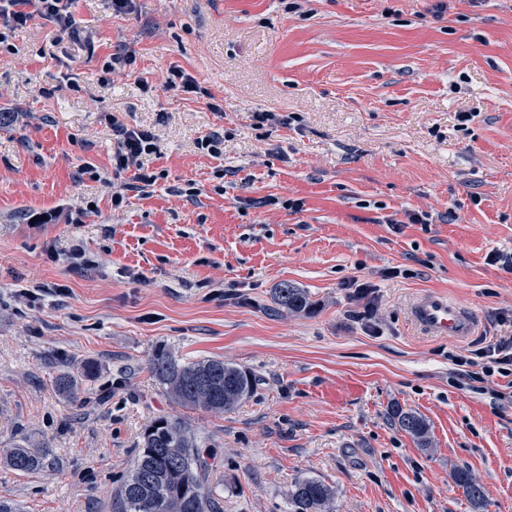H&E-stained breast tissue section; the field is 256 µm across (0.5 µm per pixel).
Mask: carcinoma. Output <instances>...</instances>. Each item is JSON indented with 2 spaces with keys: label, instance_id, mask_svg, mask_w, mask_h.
Segmentation results:
<instances>
[{
  "label": "carcinoma",
  "instance_id": "obj_1",
  "mask_svg": "<svg viewBox=\"0 0 512 512\" xmlns=\"http://www.w3.org/2000/svg\"><path fill=\"white\" fill-rule=\"evenodd\" d=\"M274 300L290 313L310 309L307 294L288 283L274 291ZM150 370L177 405L222 414L250 398L256 386L253 374L220 359L181 363L163 349L154 352ZM399 428L421 447L428 446V426L411 410L392 409ZM16 472L30 474L52 464L49 448H6L0 456ZM209 454L180 416L155 420L143 433V445L127 473L112 491V512H214L216 508L206 474ZM455 483L477 509L483 507L481 485L467 469L453 474ZM332 489L317 479H302L289 494V512H329Z\"/></svg>",
  "mask_w": 512,
  "mask_h": 512
}]
</instances>
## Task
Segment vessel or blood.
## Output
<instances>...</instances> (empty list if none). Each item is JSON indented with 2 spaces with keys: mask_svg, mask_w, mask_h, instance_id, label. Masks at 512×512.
Listing matches in <instances>:
<instances>
[{
  "mask_svg": "<svg viewBox=\"0 0 512 512\" xmlns=\"http://www.w3.org/2000/svg\"><path fill=\"white\" fill-rule=\"evenodd\" d=\"M411 315L415 325L432 336L463 341L477 330L473 313L438 291L426 292L417 299Z\"/></svg>",
  "mask_w": 512,
  "mask_h": 512,
  "instance_id": "b4317fda",
  "label": "vessel or blood"
}]
</instances>
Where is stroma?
<instances>
[{"mask_svg": "<svg viewBox=\"0 0 512 512\" xmlns=\"http://www.w3.org/2000/svg\"><path fill=\"white\" fill-rule=\"evenodd\" d=\"M10 42L0 448L56 462L0 464V498L111 512L145 428L179 415L213 454L219 512H288L304 478L333 488V512H512V404L460 375L448 354L462 343L408 317L444 292L477 314L479 344L512 315V274L488 260L512 252V0H79L71 35L35 21ZM124 45L135 64L102 81ZM175 66L199 92L162 89ZM106 109L153 132L148 191L113 177ZM214 131L216 156L196 145ZM78 246L96 266L72 267ZM283 283L307 313L275 304ZM158 349L258 384L224 414L178 407L149 371ZM84 362L77 398L62 396L57 378ZM397 405L426 421L429 447L394 423ZM274 300L281 308L289 313L302 314L310 309V302L307 294L302 288H296L288 283L275 288ZM16 472L30 474L52 464L54 459L52 450L49 448H27L15 446L6 448L1 454V461ZM455 483L462 488L464 494L477 509L483 507L484 493L481 485L473 477L471 472L466 469H459L453 474Z\"/></svg>", "mask_w": 512, "mask_h": 512, "instance_id": "1", "label": "stroma"}]
</instances>
